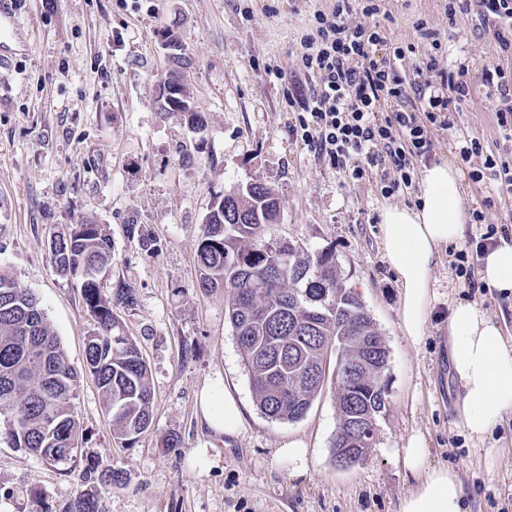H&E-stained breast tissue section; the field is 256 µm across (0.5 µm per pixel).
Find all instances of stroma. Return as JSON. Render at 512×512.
Returning <instances> with one entry per match:
<instances>
[{"mask_svg": "<svg viewBox=\"0 0 512 512\" xmlns=\"http://www.w3.org/2000/svg\"><path fill=\"white\" fill-rule=\"evenodd\" d=\"M331 0H29L11 68L0 76V268L39 300L75 367L91 325L72 277L50 261V243L81 220L108 225L112 269L106 292L127 286L135 303L120 308L126 330L152 375L153 423L131 448L114 440L91 375L79 378L75 405L85 429L72 468L51 467L0 437V512H29L25 489L61 512L87 465L103 462L123 482L101 493L99 512H399L413 482L403 450L423 435L429 460L448 466L464 488V512H512V410L484 439L467 433L450 367L447 319L459 300L477 302L501 323L512 350V295L469 287L457 276L458 250L495 224L512 243V204L487 209L486 224H466L459 245L443 250L431 274L434 311L419 341L399 326L401 288L380 240L387 206H414L416 190L389 198L378 180L350 183L289 133L288 94L296 51L315 10ZM391 38L407 48L404 69L430 52L414 28L437 32L440 67L466 62L471 97L457 130L436 132L435 162L463 173L464 211L483 206L491 184L468 180L455 133L478 136L512 156L488 97L482 68L512 70V50L493 51L476 13L449 23L446 0H385ZM173 29L188 65L184 79L205 117L195 132L165 117L155 86L170 67L162 32ZM260 179L275 189L281 219L272 235L311 252L333 251L383 336L389 361L386 407L366 460L341 468L332 391L296 422L257 408L240 348L224 316L222 293L199 292L197 250L214 198ZM484 207V206H483ZM156 240L141 249L129 228ZM225 386L242 404L237 436L223 440L201 423L200 390ZM177 447H167L168 438ZM292 439L308 448L307 471L275 460Z\"/></svg>", "mask_w": 512, "mask_h": 512, "instance_id": "1", "label": "stroma"}]
</instances>
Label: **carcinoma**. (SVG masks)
<instances>
[{
  "mask_svg": "<svg viewBox=\"0 0 512 512\" xmlns=\"http://www.w3.org/2000/svg\"><path fill=\"white\" fill-rule=\"evenodd\" d=\"M160 111L180 118L181 104L193 103L176 79L171 100L158 97ZM280 223L275 191L251 180L224 193L203 225L197 251L199 288L224 290L225 318L236 336L260 412L280 422L303 418L326 385L334 388L338 426L333 454L351 447V432L363 427L359 458L372 448L386 405L383 380L388 350L353 289L341 281L335 254L312 253L273 238ZM56 269L78 278L94 321L87 338L85 372L93 376L100 403L112 419V435L133 446L152 425L150 369L137 342L115 312L133 303L129 288L104 293L102 276L112 265L107 225L69 224L50 246ZM363 362L355 375L343 363ZM78 373L38 299L0 268V426L14 448L50 465L69 466L68 451L83 438L74 400ZM78 492L61 512H99L101 492L123 481L110 466L91 465Z\"/></svg>",
  "mask_w": 512,
  "mask_h": 512,
  "instance_id": "carcinoma-1",
  "label": "carcinoma"
}]
</instances>
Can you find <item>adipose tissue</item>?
Segmentation results:
<instances>
[{"mask_svg": "<svg viewBox=\"0 0 512 512\" xmlns=\"http://www.w3.org/2000/svg\"><path fill=\"white\" fill-rule=\"evenodd\" d=\"M462 178L441 163L425 169L416 206H389L381 213V246L401 285L400 326L405 336L419 339L431 309V270L442 246L458 241L466 216ZM491 287L512 291V244L490 250L480 271ZM450 364L459 387L465 428L480 439L512 408V351L505 346L497 322L476 303L458 301L450 311ZM199 411L215 436H236L242 411L229 393L208 386L199 393ZM404 465L415 482L399 512H462L463 487L458 475L429 463L423 436L410 437Z\"/></svg>", "mask_w": 512, "mask_h": 512, "instance_id": "1", "label": "adipose tissue"}]
</instances>
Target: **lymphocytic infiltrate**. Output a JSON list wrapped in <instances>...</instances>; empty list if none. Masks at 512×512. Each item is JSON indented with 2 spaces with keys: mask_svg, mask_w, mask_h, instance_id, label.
I'll return each mask as SVG.
<instances>
[{
  "mask_svg": "<svg viewBox=\"0 0 512 512\" xmlns=\"http://www.w3.org/2000/svg\"><path fill=\"white\" fill-rule=\"evenodd\" d=\"M475 2L498 46L512 48V0H448L449 20L468 13ZM355 13L362 14V21L351 22ZM380 14V0H334L330 11H314L298 50L306 84L291 94L297 112L291 133L348 181L379 178L382 195L390 197L414 188L420 166L435 153V132L453 128L471 91L466 67L440 68L435 52L441 44L422 22L416 29L434 52L411 74H402L398 63L406 52L392 46ZM483 81L497 97L496 123L511 140L512 74L487 64ZM456 153L469 164L473 182L492 173L499 195L512 196V160L487 151L480 138L463 132Z\"/></svg>",
  "mask_w": 512,
  "mask_h": 512,
  "instance_id": "1",
  "label": "lymphocytic infiltrate"
}]
</instances>
